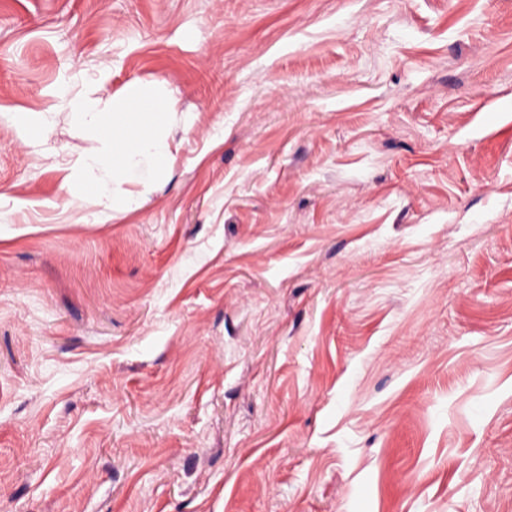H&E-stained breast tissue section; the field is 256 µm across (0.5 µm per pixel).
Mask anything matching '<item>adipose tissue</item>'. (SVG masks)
<instances>
[{
  "mask_svg": "<svg viewBox=\"0 0 512 512\" xmlns=\"http://www.w3.org/2000/svg\"><path fill=\"white\" fill-rule=\"evenodd\" d=\"M61 106L73 122L105 142L103 149L81 156L70 207L83 208L89 187L115 211L137 209L143 191L166 173L174 158L167 132L175 115L171 92L131 81L112 94L102 83L90 93L63 92Z\"/></svg>",
  "mask_w": 512,
  "mask_h": 512,
  "instance_id": "1",
  "label": "adipose tissue"
}]
</instances>
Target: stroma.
<instances>
[{
    "mask_svg": "<svg viewBox=\"0 0 512 512\" xmlns=\"http://www.w3.org/2000/svg\"><path fill=\"white\" fill-rule=\"evenodd\" d=\"M0 512H512V0H0ZM106 83L99 82L91 93L68 90L61 95V106L71 120L110 144L79 159V182L69 191L73 209L83 208L86 187L111 202L115 211L137 209L174 158L173 141L166 130L176 113L172 93L130 81L111 95ZM125 185L139 186L141 191L134 193L124 189ZM32 131L24 129V143L27 146L41 148L43 151L53 149L51 140L55 128V117L51 112L37 115L31 122Z\"/></svg>",
    "mask_w": 512,
    "mask_h": 512,
    "instance_id": "35a3bbf8",
    "label": "stroma"
}]
</instances>
